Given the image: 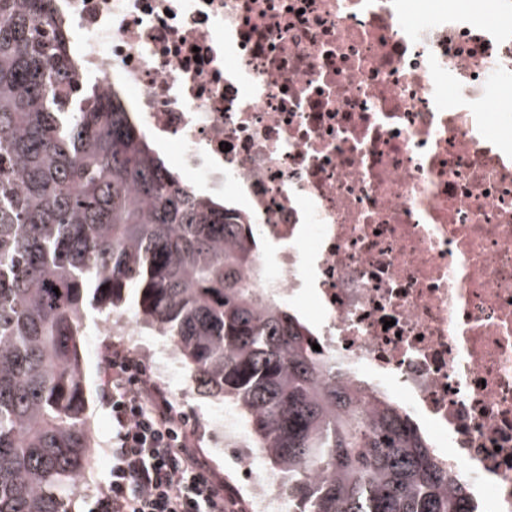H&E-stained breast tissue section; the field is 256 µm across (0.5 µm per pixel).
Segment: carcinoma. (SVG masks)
Instances as JSON below:
<instances>
[{
  "label": "carcinoma",
  "mask_w": 512,
  "mask_h": 512,
  "mask_svg": "<svg viewBox=\"0 0 512 512\" xmlns=\"http://www.w3.org/2000/svg\"><path fill=\"white\" fill-rule=\"evenodd\" d=\"M64 29L46 0H0V512H69L93 464L88 287L105 306L137 292L200 386L244 412L291 512H476L405 410L362 411L255 286L256 225L180 186L120 99L78 89Z\"/></svg>",
  "instance_id": "1"
}]
</instances>
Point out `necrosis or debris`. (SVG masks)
Returning a JSON list of instances; mask_svg holds the SVG:
<instances>
[{
	"mask_svg": "<svg viewBox=\"0 0 512 512\" xmlns=\"http://www.w3.org/2000/svg\"><path fill=\"white\" fill-rule=\"evenodd\" d=\"M50 0L76 77L266 232L260 287L512 512V0ZM234 460L256 512L288 486Z\"/></svg>",
	"mask_w": 512,
	"mask_h": 512,
	"instance_id": "necrosis-or-debris-1",
	"label": "necrosis or debris"
}]
</instances>
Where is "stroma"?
Wrapping results in <instances>:
<instances>
[{"instance_id": "35a3bbf8", "label": "stroma", "mask_w": 512, "mask_h": 512, "mask_svg": "<svg viewBox=\"0 0 512 512\" xmlns=\"http://www.w3.org/2000/svg\"><path fill=\"white\" fill-rule=\"evenodd\" d=\"M85 320L80 339L85 397V415L94 437L95 464L83 477L78 494L71 502V512H90L91 499L109 475L112 446V413L104 400V357L112 343H122L148 360V374L172 397L189 427L200 437L203 454L243 504L245 512H254L246 485L239 478L234 464L224 453L225 442L241 448L252 446L249 422L232 402L211 396L200 388L185 367L169 373L163 367L161 354L169 340L144 326L133 302L113 310L100 308L92 293H85ZM129 318L131 327H118L120 318Z\"/></svg>"}]
</instances>
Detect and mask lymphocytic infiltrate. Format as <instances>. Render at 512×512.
Segmentation results:
<instances>
[{"label":"lymphocytic infiltrate","instance_id":"lymphocytic-infiltrate-1","mask_svg":"<svg viewBox=\"0 0 512 512\" xmlns=\"http://www.w3.org/2000/svg\"><path fill=\"white\" fill-rule=\"evenodd\" d=\"M105 365L112 466L91 512H232L233 493L141 358L116 344Z\"/></svg>","mask_w":512,"mask_h":512}]
</instances>
